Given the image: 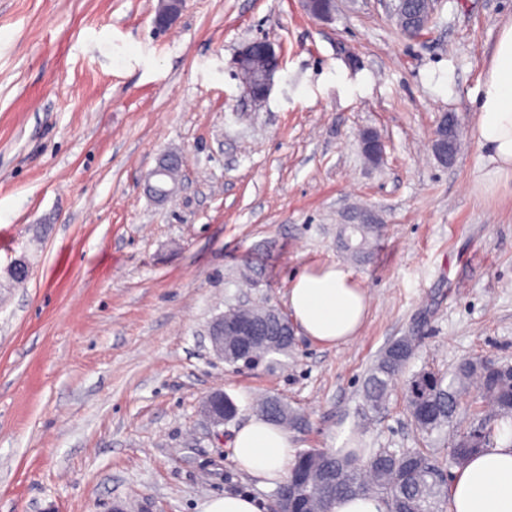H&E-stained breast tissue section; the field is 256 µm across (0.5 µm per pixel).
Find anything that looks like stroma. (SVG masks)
Segmentation results:
<instances>
[{
	"label": "stroma",
	"mask_w": 512,
	"mask_h": 512,
	"mask_svg": "<svg viewBox=\"0 0 512 512\" xmlns=\"http://www.w3.org/2000/svg\"><path fill=\"white\" fill-rule=\"evenodd\" d=\"M157 8L0 0V512L270 503L276 487L231 460L256 396L293 409L299 451L416 448L403 381L363 424L364 379L390 342L420 336L412 373L512 364V178L494 179L475 136L512 0H437L417 38L386 0H336L326 20L301 0H186L164 31ZM263 36L282 67L256 101L235 61ZM445 112L460 129L450 166L431 151ZM167 154L182 176L159 201L147 175ZM368 219L385 235L357 263L337 239ZM249 261L267 287L243 288ZM336 262L369 295L355 340L297 334L275 370L215 357L207 329L228 305L286 307L301 266ZM216 390L238 407L217 428L199 411ZM200 512H267L264 505L244 493H224L212 497L201 505Z\"/></svg>",
	"instance_id": "1"
}]
</instances>
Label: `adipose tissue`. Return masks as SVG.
Here are the masks:
<instances>
[{
  "label": "adipose tissue",
  "mask_w": 512,
  "mask_h": 512,
  "mask_svg": "<svg viewBox=\"0 0 512 512\" xmlns=\"http://www.w3.org/2000/svg\"><path fill=\"white\" fill-rule=\"evenodd\" d=\"M476 135L488 147L496 174H512V24L501 29L482 83ZM288 306L301 332L335 346L356 337L368 300L348 267L329 263L305 266L296 273ZM231 452L239 469L264 484L282 481L294 457L287 433L261 416L252 417L236 432ZM449 510L512 512V429L456 468Z\"/></svg>",
  "instance_id": "1"
}]
</instances>
